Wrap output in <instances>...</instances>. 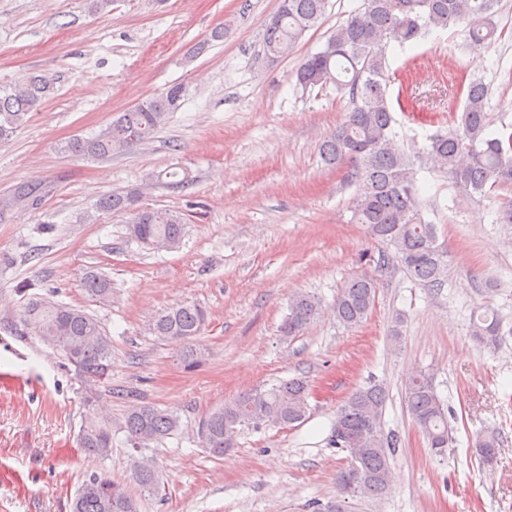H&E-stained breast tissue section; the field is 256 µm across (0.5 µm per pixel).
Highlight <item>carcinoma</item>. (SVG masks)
Here are the masks:
<instances>
[{
	"label": "carcinoma",
	"instance_id": "obj_1",
	"mask_svg": "<svg viewBox=\"0 0 512 512\" xmlns=\"http://www.w3.org/2000/svg\"><path fill=\"white\" fill-rule=\"evenodd\" d=\"M328 4L329 0H280L265 25L266 53L289 55L306 32L320 26ZM497 5L498 0H363L295 72L296 84L304 90L332 84L337 92L349 96L351 108L321 144L322 160L328 166L346 169L347 181L356 188L353 221L364 226L371 240L386 246L380 262L396 261L411 278L432 290L448 285V251L439 243L435 226L423 217L414 159L401 148L394 131L387 51L391 46L403 50L433 30L451 25L463 27L469 46L488 48L496 42ZM52 91L50 81L41 75L31 77L24 86L1 89L0 143L11 139ZM462 94L457 126L429 138L423 151L425 161L448 173L453 183L469 194L512 185V127L491 129L486 110L488 87L483 81H470ZM186 95L185 85L173 84L121 113L99 133L69 140L63 150L80 157L110 159L151 139ZM46 192L47 186L41 182H24L0 196V214L15 207L29 208ZM142 198L143 187L138 184L100 199L98 208L128 215L127 235L144 249L179 248L185 233L182 215L141 207ZM83 286L95 302L105 305L112 300V283L101 274L87 272ZM376 290L377 282L369 276L349 280L332 305L339 324L347 328L361 325L374 305ZM321 310L318 297L307 293L295 296L280 326L281 335L299 334ZM22 321L27 332L43 340L55 339L79 376L100 382L111 375L112 343L97 319L85 310L32 296L24 305ZM207 322L204 307L180 302L158 313L148 332L160 342L191 344L203 334ZM500 329L494 311L476 312L471 317V334L481 343L495 344ZM387 398L383 385L370 383L352 392L336 411L333 442L350 454L349 465L336 477L344 495L380 498L390 485L398 439L383 429ZM405 398L434 455L446 456L454 437L432 375L423 370L412 373L406 381ZM309 399L310 382L303 375L242 392L203 418L201 445L211 456L221 458L237 447L246 429H284L303 422L310 411ZM178 428L177 418L144 402L131 406L123 421L126 442L135 450L164 440ZM80 436L88 453L100 457L112 453L109 422L90 419ZM476 450L488 465L496 458L498 440L481 438ZM131 472L140 491L158 492L156 468L150 460L133 459ZM72 512H140V504L110 475L93 474L78 490Z\"/></svg>",
	"mask_w": 512,
	"mask_h": 512
}]
</instances>
